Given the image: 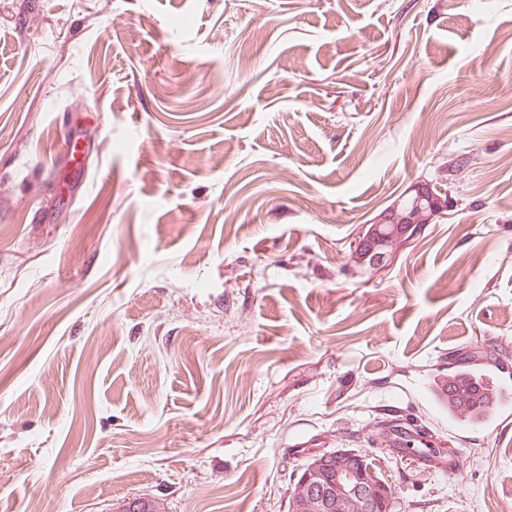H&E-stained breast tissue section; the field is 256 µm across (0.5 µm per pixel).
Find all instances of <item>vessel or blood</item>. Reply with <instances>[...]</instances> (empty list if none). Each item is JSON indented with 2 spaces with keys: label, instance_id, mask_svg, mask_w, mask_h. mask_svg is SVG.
<instances>
[{
  "label": "vessel or blood",
  "instance_id": "obj_1",
  "mask_svg": "<svg viewBox=\"0 0 512 512\" xmlns=\"http://www.w3.org/2000/svg\"><path fill=\"white\" fill-rule=\"evenodd\" d=\"M437 403L447 408L449 420H456L459 413L469 416L470 428L495 431L504 422L512 420V371L501 369L495 372L457 373L449 376L435 390ZM386 441L392 448H407L412 443H426L425 435L416 434L411 426L401 424L385 431ZM415 462L442 472L457 474L459 456H437L420 451L413 454Z\"/></svg>",
  "mask_w": 512,
  "mask_h": 512
}]
</instances>
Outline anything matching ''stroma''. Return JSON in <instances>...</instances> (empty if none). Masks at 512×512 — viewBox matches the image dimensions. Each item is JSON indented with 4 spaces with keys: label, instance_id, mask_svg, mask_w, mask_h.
I'll return each instance as SVG.
<instances>
[{
    "label": "stroma",
    "instance_id": "35a3bbf8",
    "mask_svg": "<svg viewBox=\"0 0 512 512\" xmlns=\"http://www.w3.org/2000/svg\"><path fill=\"white\" fill-rule=\"evenodd\" d=\"M451 158L449 219L358 272ZM489 346L512 0H0V512H288L339 448L392 512H512V421L451 429L429 393ZM392 417L459 473L388 449Z\"/></svg>",
    "mask_w": 512,
    "mask_h": 512
}]
</instances>
